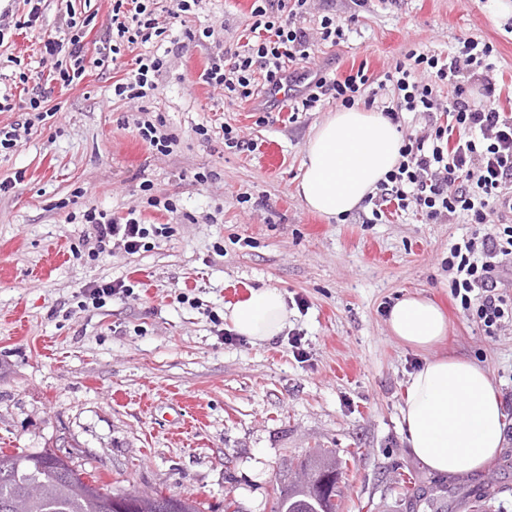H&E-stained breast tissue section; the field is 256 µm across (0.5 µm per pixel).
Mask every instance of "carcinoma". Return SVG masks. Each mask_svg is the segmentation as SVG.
<instances>
[{
	"label": "carcinoma",
	"mask_w": 512,
	"mask_h": 512,
	"mask_svg": "<svg viewBox=\"0 0 512 512\" xmlns=\"http://www.w3.org/2000/svg\"><path fill=\"white\" fill-rule=\"evenodd\" d=\"M345 465L323 454L302 464L306 482H290L279 491L275 512H338L340 483ZM409 512L428 503L432 512H445L421 489L402 495ZM0 512H198L188 498L155 494L137 498L128 493L110 494L82 476L72 465H63L50 452L0 454Z\"/></svg>",
	"instance_id": "obj_1"
}]
</instances>
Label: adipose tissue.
Returning a JSON list of instances; mask_svg holds the SVG:
<instances>
[{
  "label": "adipose tissue",
  "instance_id": "adipose-tissue-1",
  "mask_svg": "<svg viewBox=\"0 0 512 512\" xmlns=\"http://www.w3.org/2000/svg\"><path fill=\"white\" fill-rule=\"evenodd\" d=\"M401 137L378 112L342 109L318 125L306 148L299 194L311 209L343 216L375 190L400 159ZM234 330L252 342L277 336L288 323L282 293L260 288L230 310ZM391 333L418 348L438 343L448 322L430 299L410 295L388 312ZM407 442L430 471L456 476L480 471L504 443V413L486 369L440 357L411 374L401 410Z\"/></svg>",
  "mask_w": 512,
  "mask_h": 512
}]
</instances>
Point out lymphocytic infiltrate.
Instances as JSON below:
<instances>
[{
    "label": "lymphocytic infiltrate",
    "instance_id": "f902f5d3",
    "mask_svg": "<svg viewBox=\"0 0 512 512\" xmlns=\"http://www.w3.org/2000/svg\"><path fill=\"white\" fill-rule=\"evenodd\" d=\"M151 0H113L112 25L95 56H86L80 34L47 35L38 66L49 82L62 89L77 86L89 69L115 63L123 48L163 36ZM307 0H254L251 28L254 40L230 60L212 58L199 75L206 85L249 100L260 83L279 84L288 63L306 59L310 35L296 18ZM492 44L461 39L446 56L409 52L408 62L397 63L385 79L392 93L383 105L388 116L407 112H442L448 121L427 137L404 136L401 160L378 185L380 193L372 217L382 220L386 205L397 211L413 210L428 220L461 217L471 224H492L496 230L480 241L467 240L448 250V282L452 296L471 313L487 336H495L504 322L512 323V294L501 281L512 270V113L498 107L497 85L492 79ZM166 68L165 57L138 55L124 81L113 83L119 99L139 100L158 88ZM263 71V82L254 74ZM48 82V83H49ZM448 84L446 101L434 91ZM372 81L365 71L345 79L319 77L308 84L303 108L321 97L332 96L342 106L357 97L374 104L367 90ZM86 223L96 231L98 244L121 237L127 252H137L148 231L135 219L120 223L106 213L88 211Z\"/></svg>",
    "mask_w": 512,
    "mask_h": 512
}]
</instances>
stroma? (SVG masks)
<instances>
[{"label":"stroma","mask_w":512,"mask_h":512,"mask_svg":"<svg viewBox=\"0 0 512 512\" xmlns=\"http://www.w3.org/2000/svg\"><path fill=\"white\" fill-rule=\"evenodd\" d=\"M155 17L180 47L168 54L154 97L112 96L135 55L53 91L56 113L0 151V451L71 454L111 493L160 491L199 512H273L291 464L319 450L349 459L340 512H403L402 473L443 491L448 512H512V327L484 335L448 287V246L486 224L434 223L416 212L368 223L371 204L331 218L298 194L315 124L335 111L321 99L290 114L266 93L248 102L199 83L211 58L249 36L253 0H201ZM512 0H308L300 26L323 16L344 42L313 39L297 72L383 79L409 50L447 54L457 38L493 45L499 104L512 111ZM42 30L82 24L94 56L112 0H45ZM22 0H0V95L19 93L36 67L35 32L17 27ZM213 29L188 42L185 29ZM163 121L170 152L145 143L139 117ZM232 126L254 150L224 144ZM157 206H150V199ZM135 215L149 235L136 253L98 248L85 211ZM125 282L100 301L85 288ZM272 287L288 324L252 343L232 328V305ZM434 301L448 334L421 350L395 338L391 305ZM300 346H293V338ZM456 356L488 371L504 411L501 451L479 472L439 476L410 453L401 407L426 359Z\"/></svg>","instance_id":"35a3bbf8"}]
</instances>
